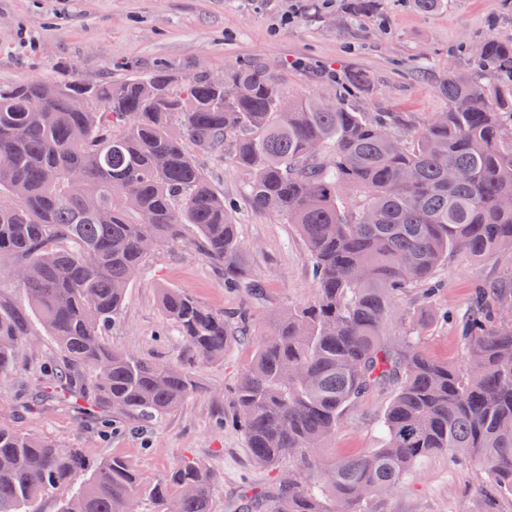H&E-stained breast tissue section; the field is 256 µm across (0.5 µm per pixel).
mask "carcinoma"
<instances>
[{"label": "carcinoma", "instance_id": "cac0c4a2", "mask_svg": "<svg viewBox=\"0 0 512 512\" xmlns=\"http://www.w3.org/2000/svg\"><path fill=\"white\" fill-rule=\"evenodd\" d=\"M378 0H350L356 16ZM248 88L224 98L209 73L161 68L117 81L35 78L0 85V254L26 257L34 312L68 360L58 379L86 378L92 406L150 424L197 389L168 363L104 340L151 250L183 242L182 228L224 287L256 289L242 262L234 207L185 143L247 176L254 208L297 226L311 258L314 300L275 311L233 394L254 460L288 462L270 512H372L423 457L476 462L512 494V269L476 289L459 324L461 361L418 347L394 305L430 288L448 253L512 247V39L487 37L468 68L439 85L448 111L415 127L398 112L373 116L333 99H294L259 59L224 68ZM480 82L485 93H471ZM39 99L40 112L28 102ZM463 170L466 177L451 174ZM152 215L150 222L144 214ZM164 315L201 358L217 361L246 329L181 288L160 289ZM399 323L401 333L390 338ZM22 341L0 311V377ZM383 444L322 464L345 410L387 384ZM84 469L77 448L0 424V512L37 503ZM213 476L192 460L148 482L114 455L87 469L59 512H211Z\"/></svg>", "mask_w": 512, "mask_h": 512}]
</instances>
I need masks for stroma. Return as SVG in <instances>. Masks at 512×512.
Segmentation results:
<instances>
[{
  "label": "stroma",
  "mask_w": 512,
  "mask_h": 512,
  "mask_svg": "<svg viewBox=\"0 0 512 512\" xmlns=\"http://www.w3.org/2000/svg\"><path fill=\"white\" fill-rule=\"evenodd\" d=\"M490 36L512 38V0H448L435 12L420 11L413 0H379L376 13L362 20L349 14L346 0H0V83L72 73L86 81L118 79L160 65L183 76L220 74L255 58L294 98L332 97L347 71H365L371 84L353 94V103L364 112L402 113L419 127L447 110L437 85L448 69L466 67L469 49ZM190 152L214 187L234 199L244 260L260 288L229 291L223 270L201 253L159 246L134 278L123 320L106 341L112 349L188 370L197 392L146 428L118 417L111 433L102 427L103 413L88 410L82 388L51 394V371L66 361L43 324L29 316L27 294L9 275L19 257L1 254L0 308L25 314L26 322L16 366L0 378V423L80 449L90 462L123 456L150 481L180 460H194L214 476L213 512H238L245 492L273 491L279 479L253 460L231 423V392L254 348L234 345L223 360L201 359L167 322L160 291L184 289L259 328L271 309L313 298L311 259L295 225L252 207L237 168L198 147ZM506 266L502 253H454L435 278L432 299L414 289L398 301V314L413 315L428 356L460 359L457 328L440 314H463L474 289L497 280ZM390 395V388H381L349 407L320 461L380 447L379 420ZM487 483L478 465L456 466L436 453L382 496L374 512H512V495L487 500Z\"/></svg>",
  "instance_id": "obj_1"
}]
</instances>
